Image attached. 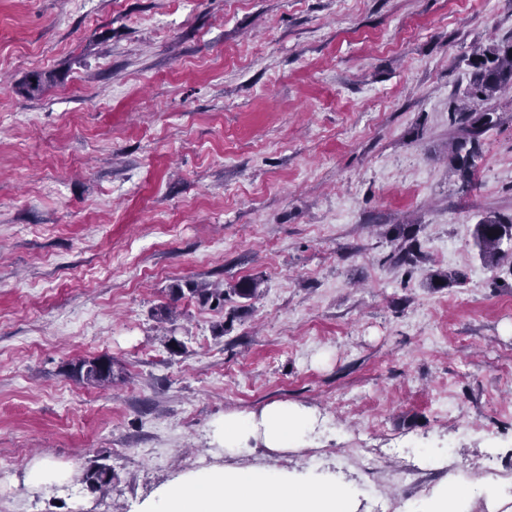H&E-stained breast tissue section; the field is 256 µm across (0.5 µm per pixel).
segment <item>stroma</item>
Wrapping results in <instances>:
<instances>
[{
  "label": "stroma",
  "instance_id": "obj_1",
  "mask_svg": "<svg viewBox=\"0 0 512 512\" xmlns=\"http://www.w3.org/2000/svg\"><path fill=\"white\" fill-rule=\"evenodd\" d=\"M510 37L512 0H0V512H136L274 401L323 418L285 466L384 512L443 478L424 448L512 480V265L473 239L512 213V91L473 189L448 159L469 55ZM201 283L223 308L171 296ZM103 355L110 385L69 375ZM37 459L70 483L27 487ZM422 258L423 256L418 250L417 245L409 236H402L401 242L388 256L390 261L410 266L415 265Z\"/></svg>",
  "mask_w": 512,
  "mask_h": 512
}]
</instances>
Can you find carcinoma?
<instances>
[{
    "instance_id": "cac0c4a2",
    "label": "carcinoma",
    "mask_w": 512,
    "mask_h": 512,
    "mask_svg": "<svg viewBox=\"0 0 512 512\" xmlns=\"http://www.w3.org/2000/svg\"><path fill=\"white\" fill-rule=\"evenodd\" d=\"M469 65L473 69L467 92L471 108L468 112H457L464 136L452 145L449 156L450 163L460 173L462 188L466 190L473 185L474 159L481 153V136L493 123L492 113L479 112L477 107L501 89L512 87V37L473 54ZM473 238L486 266L496 268L505 260L512 262V215L487 212L475 225ZM421 259L422 254L409 236L401 237V242L388 255V260L410 266ZM258 286L259 282L254 279L243 280L232 288V293L242 299H252L258 293ZM189 293L204 303L224 306V289L219 286L196 285L189 289ZM113 373L112 358L107 356L83 359L70 367V374L89 387L111 383ZM90 479L92 487L101 490L110 485L112 472L104 465H97Z\"/></svg>"
}]
</instances>
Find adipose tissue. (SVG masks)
I'll return each instance as SVG.
<instances>
[{"mask_svg": "<svg viewBox=\"0 0 512 512\" xmlns=\"http://www.w3.org/2000/svg\"><path fill=\"white\" fill-rule=\"evenodd\" d=\"M320 429L311 408L275 401L228 413L211 425L213 444L230 457L261 449L285 456L310 444ZM362 493L337 472H298L264 462L211 466L182 474L144 500L139 512H361ZM416 512H512L500 484L441 480Z\"/></svg>", "mask_w": 512, "mask_h": 512, "instance_id": "adipose-tissue-1", "label": "adipose tissue"}]
</instances>
